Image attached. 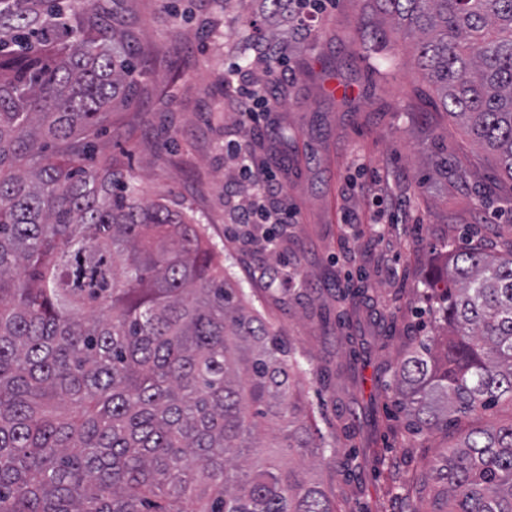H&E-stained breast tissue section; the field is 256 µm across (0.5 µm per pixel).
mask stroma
Listing matches in <instances>:
<instances>
[{
    "instance_id": "35a3bbf8",
    "label": "stroma",
    "mask_w": 512,
    "mask_h": 512,
    "mask_svg": "<svg viewBox=\"0 0 512 512\" xmlns=\"http://www.w3.org/2000/svg\"><path fill=\"white\" fill-rule=\"evenodd\" d=\"M168 3L112 4L143 71L117 95L100 154L135 176L146 200L194 216L234 286L289 341L318 427L360 464L349 475L333 463L314 471L342 512H399L389 466L413 475L423 447L452 446L461 429L410 431L388 388L389 365L439 323L424 284L446 266L444 242L494 255L512 248V183L440 107L416 68L412 39L390 32L378 55L360 56L365 0H330L304 26L281 16L278 42L289 55L273 80L289 95L272 100L253 133L267 148L261 163L284 189L275 205L296 213L272 228L289 268L275 272L263 237L247 239L234 224L224 191L235 178L224 144L244 137L224 65L238 57V35L252 34L251 19L270 6L181 0L184 18ZM392 56L399 69H389ZM441 141L453 169L446 177L429 171ZM390 197L406 209L387 207ZM348 213L357 223H345ZM360 288L367 295L356 306L351 294Z\"/></svg>"
}]
</instances>
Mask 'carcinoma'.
<instances>
[{
    "instance_id": "obj_1",
    "label": "carcinoma",
    "mask_w": 512,
    "mask_h": 512,
    "mask_svg": "<svg viewBox=\"0 0 512 512\" xmlns=\"http://www.w3.org/2000/svg\"><path fill=\"white\" fill-rule=\"evenodd\" d=\"M368 2L512 181V0ZM129 37L104 0H0V512H339L290 345L193 217L85 165ZM448 248L443 325L393 378L429 434L512 407V249ZM391 477L401 512H512V417Z\"/></svg>"
}]
</instances>
